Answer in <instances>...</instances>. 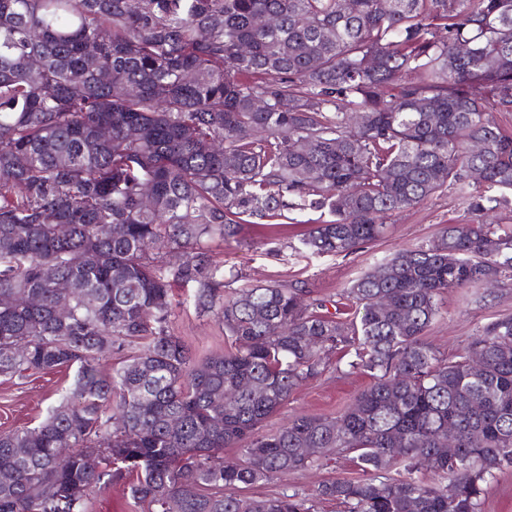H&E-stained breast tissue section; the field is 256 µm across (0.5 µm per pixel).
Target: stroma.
Returning <instances> with one entry per match:
<instances>
[{
    "instance_id": "stroma-1",
    "label": "stroma",
    "mask_w": 512,
    "mask_h": 512,
    "mask_svg": "<svg viewBox=\"0 0 512 512\" xmlns=\"http://www.w3.org/2000/svg\"><path fill=\"white\" fill-rule=\"evenodd\" d=\"M292 217L291 223L275 226L244 222L237 236L208 243L213 261L226 273L227 288L238 290L276 281L303 289L313 299L332 298L396 252L428 244L446 225L472 223L478 214L471 198L448 188L419 206L393 214L378 238L346 256L315 255L303 248L300 239L310 225L321 221L320 212L296 211ZM510 313L512 280H504L490 295L452 290L442 295L440 315L425 336L441 356L448 358L466 345L479 327ZM168 329L194 353L205 355L225 348L222 324L213 315L199 313L192 301L174 306ZM75 379L72 368L53 373L29 371L12 377L0 375V430L37 425L52 406L70 393ZM370 383L368 374L349 371L347 366L337 365L335 359H328L325 372L297 389L265 421L262 430L276 431L299 414L336 416ZM358 474L352 455L347 453L334 456L327 465L289 475L287 485L309 496L325 480Z\"/></svg>"
}]
</instances>
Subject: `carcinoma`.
<instances>
[{"mask_svg": "<svg viewBox=\"0 0 512 512\" xmlns=\"http://www.w3.org/2000/svg\"><path fill=\"white\" fill-rule=\"evenodd\" d=\"M493 109L512 112V0H0V375L77 366L38 426L0 431V512H90L120 480L149 512H482L512 468V314L450 360L424 332L442 294L512 276ZM446 187L480 190L483 218L355 280L348 323L283 284L223 296L201 251L243 216L309 209L331 219L301 244L346 256ZM190 284L222 353L169 333ZM346 348L369 387L260 432ZM344 452L362 476L313 500L241 494Z\"/></svg>", "mask_w": 512, "mask_h": 512, "instance_id": "cac0c4a2", "label": "carcinoma"}]
</instances>
